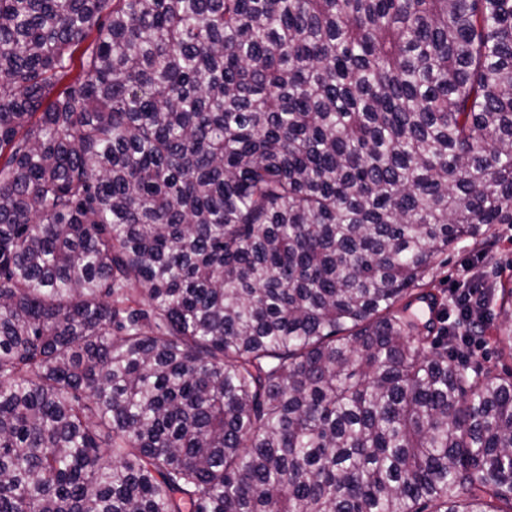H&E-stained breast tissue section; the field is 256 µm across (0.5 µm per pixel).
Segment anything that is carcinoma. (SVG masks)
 Wrapping results in <instances>:
<instances>
[{"label": "carcinoma", "mask_w": 512, "mask_h": 512, "mask_svg": "<svg viewBox=\"0 0 512 512\" xmlns=\"http://www.w3.org/2000/svg\"><path fill=\"white\" fill-rule=\"evenodd\" d=\"M497 224L512 0H0V512H512ZM496 234L498 241L490 252L474 248L469 241L439 257L430 288L438 296L446 295L447 302L434 316L438 327L448 326L454 318L451 312L448 320V295L463 288L462 283L473 274L487 284H497L498 288L501 285L512 288V242L507 241L512 236V224H497ZM500 290L490 296L488 319L482 327L486 340L467 351V359L477 361L483 365H496L500 372L512 371V357L501 355L495 348L491 336H495L496 329L503 323H508V317L500 316Z\"/></svg>", "instance_id": "1"}]
</instances>
